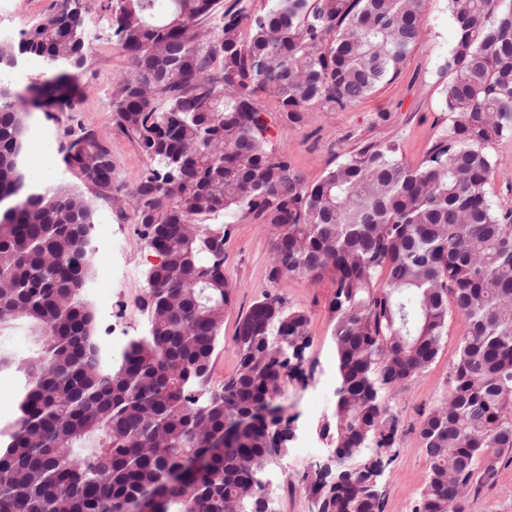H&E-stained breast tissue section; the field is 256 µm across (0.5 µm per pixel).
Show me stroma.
<instances>
[{"label": "stroma", "instance_id": "stroma-1", "mask_svg": "<svg viewBox=\"0 0 512 512\" xmlns=\"http://www.w3.org/2000/svg\"><path fill=\"white\" fill-rule=\"evenodd\" d=\"M57 4L58 0H0V38H20L54 11ZM82 21L91 44L87 65L77 78L81 108L75 112H35L28 117L29 137L49 138L50 160L36 169L25 167V180L33 187L73 182L63 157L70 143L69 130L83 126L103 137L112 152L118 181L129 188L139 181L149 162L136 143L111 121L113 84L130 67L114 34L112 0H87ZM424 31L421 46L407 57L397 76L360 104L336 112L313 109L305 113L300 126L292 129L276 112L274 103L266 102L273 123L275 150L288 156L312 180L341 159L343 153L366 142L398 140L405 161L418 165L447 134L450 124L444 88L448 82L445 63L453 44L454 22L448 0H427ZM489 151L495 161L490 197L493 202L512 205V140L495 142ZM80 189L93 200L95 224L107 225L113 242L108 248L100 233L92 235L93 276L112 277L109 297H101L94 287L86 289L95 316V336L102 357L108 362L128 340L149 331L138 299L146 287L145 273L154 258L144 248L128 214L113 208L110 200L98 197L92 184L81 183ZM271 241L269 226L259 221L240 220L231 226L224 246V273L238 288L224 318V337L212 382L221 384L235 371L236 322L261 293L281 295L290 306L305 311L310 336L306 359L314 367V376L307 386H288L287 407L294 432L292 450L268 464L265 477L275 491L278 512H311L310 500L299 483L307 466L296 461L294 451L305 443L322 448L319 428L335 409L336 364L329 311L332 288L326 281L314 285L289 276L270 281ZM459 338V321L450 319L448 336L436 361L391 398L399 418V431L398 450L378 478L385 512H412L426 483L428 463L419 436V422L423 413L448 390V370ZM318 391L326 392L327 402L322 411L313 414L308 410L307 398ZM467 512H512V463L502 464L492 489L469 498Z\"/></svg>", "mask_w": 512, "mask_h": 512}]
</instances>
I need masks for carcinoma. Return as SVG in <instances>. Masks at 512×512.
Returning <instances> with one entry per match:
<instances>
[{"label":"carcinoma","mask_w":512,"mask_h":512,"mask_svg":"<svg viewBox=\"0 0 512 512\" xmlns=\"http://www.w3.org/2000/svg\"><path fill=\"white\" fill-rule=\"evenodd\" d=\"M459 31L446 63L448 135L416 166L397 142L366 143L311 181L274 153L268 111L295 128L314 106H355L390 82L424 38L426 0H114L129 71L112 91V121L149 160L116 183L110 149L82 127L64 163L119 210L159 262L139 298L149 334L108 365L84 297L89 246L72 224H94L71 184L27 185V117L70 109L89 44L72 0H59L0 58L35 56L51 77L15 89L0 76V330L24 323L29 357L0 351L20 374L18 418L0 432V512H119L161 484L156 512H265L244 495L249 468L289 451L288 383L305 385L308 318L264 292L239 318L235 371L211 388L237 285L224 276L230 224L272 229L269 279L334 286L329 302L336 406L321 429L340 449L301 489L319 512H385L371 484L396 444L387 394L439 355L448 319L462 333L448 394L422 415L427 481L412 512H448L497 483L512 460V206L495 205L490 144L512 139V4L448 0ZM223 433V448L207 436Z\"/></svg>","instance_id":"1"}]
</instances>
